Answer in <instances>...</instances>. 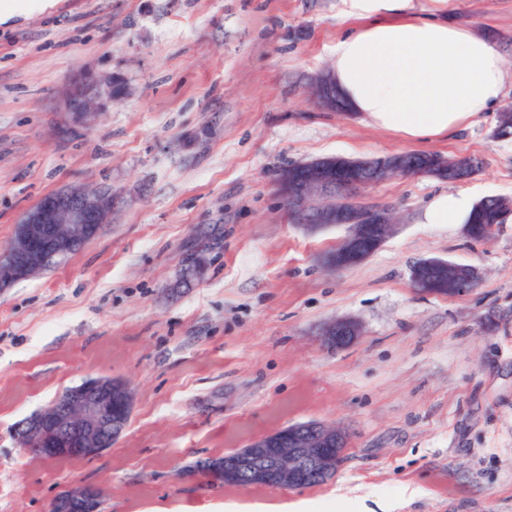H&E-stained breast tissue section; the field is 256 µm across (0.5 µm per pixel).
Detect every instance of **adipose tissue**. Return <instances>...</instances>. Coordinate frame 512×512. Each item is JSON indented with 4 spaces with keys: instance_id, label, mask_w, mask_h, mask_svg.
Instances as JSON below:
<instances>
[{
    "instance_id": "ef3b65f1",
    "label": "adipose tissue",
    "mask_w": 512,
    "mask_h": 512,
    "mask_svg": "<svg viewBox=\"0 0 512 512\" xmlns=\"http://www.w3.org/2000/svg\"><path fill=\"white\" fill-rule=\"evenodd\" d=\"M356 28L329 55L330 72L354 111L409 142L472 125L504 95L503 58L494 41L447 19L448 0H342ZM466 191L441 190L422 208V224H464Z\"/></svg>"
}]
</instances>
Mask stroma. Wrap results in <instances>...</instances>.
Returning a JSON list of instances; mask_svg holds the SVG:
<instances>
[{"label": "stroma", "instance_id": "stroma-1", "mask_svg": "<svg viewBox=\"0 0 512 512\" xmlns=\"http://www.w3.org/2000/svg\"><path fill=\"white\" fill-rule=\"evenodd\" d=\"M490 37L512 108V0H458ZM341 0H47L0 24V248L22 213L68 185L111 188L112 219L56 268L0 290V512H51L93 486L102 512H512V220L491 239L422 224L447 187L512 198L498 112L411 143L313 94L349 29ZM126 96L71 135L76 72ZM399 152L472 156L465 182L393 177L364 190L396 227L343 269L346 227L292 223L288 165ZM209 264L180 282L188 254ZM472 266L462 296L426 294L413 266ZM360 334L326 344L332 322ZM127 383L119 439L90 460L24 452L18 423L89 378ZM345 432L336 475L302 489L239 487L199 470L279 428Z\"/></svg>", "mask_w": 512, "mask_h": 512}]
</instances>
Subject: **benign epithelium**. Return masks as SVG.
Here are the masks:
<instances>
[{
	"mask_svg": "<svg viewBox=\"0 0 512 512\" xmlns=\"http://www.w3.org/2000/svg\"><path fill=\"white\" fill-rule=\"evenodd\" d=\"M321 104L336 110L343 98L330 74L315 80ZM115 82L88 71L69 80L64 101L67 125L72 133L87 125L92 109L104 110L118 101ZM445 170L428 155L396 153L385 157L327 156L298 162L284 169L279 190L288 216L309 228L344 225L348 233L329 256L341 269L362 262L391 235L394 224L389 210L361 201L364 188L397 175ZM112 190L100 187H62L43 196L27 209L10 243L0 250V288L45 272L93 239L112 217ZM206 259L193 253L182 276L187 284L203 271ZM448 262L426 259L412 271L415 285L436 296H461L473 289L477 273L458 266L455 287H448L444 272ZM360 333L356 322L343 319L324 331L325 341L337 346L350 343ZM130 388L112 378H90L67 389L49 408L15 427L23 450L51 460H86L106 451L124 431L132 411ZM347 439L340 429L321 422L291 425L251 440L246 447L222 458L209 459L201 467L230 485L249 487L307 488L322 484L337 472ZM102 497L95 487H82L57 497L52 512H101Z\"/></svg>",
	"mask_w": 512,
	"mask_h": 512,
	"instance_id": "7a95c632",
	"label": "benign epithelium"
}]
</instances>
